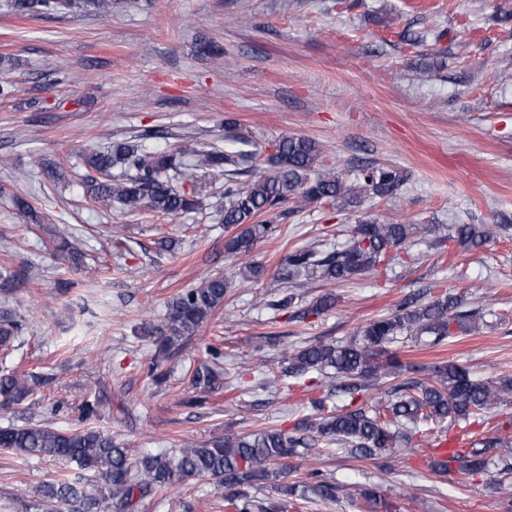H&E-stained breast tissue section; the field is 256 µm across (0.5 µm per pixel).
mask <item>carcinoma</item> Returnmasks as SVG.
<instances>
[{
	"label": "carcinoma",
	"mask_w": 512,
	"mask_h": 512,
	"mask_svg": "<svg viewBox=\"0 0 512 512\" xmlns=\"http://www.w3.org/2000/svg\"><path fill=\"white\" fill-rule=\"evenodd\" d=\"M102 0H11L17 14H54L96 6ZM269 158L272 168L240 181L236 155L226 151H200L194 159L184 150L151 155L125 140H116L104 151L84 154L86 174L81 178L85 198L91 203L116 201L128 210L150 208L176 216L200 209V198L181 189L184 182H200L206 174L224 169V212L222 221L234 234L224 251L233 256L252 253L277 231L274 220L280 207L290 199L313 204L323 200L338 205L356 204L364 196L385 197L405 181L403 173L388 165H366L355 185L344 183L332 166L320 162L321 145L303 137H284L274 144ZM127 170L125 178L112 180L116 165ZM434 224H383L365 219L355 225L351 237L339 250L320 253L299 249L284 259L290 269L311 270L321 280L334 284L352 280L375 270L392 259L389 251L406 243L415 233L432 234ZM494 230L488 224H457L449 238L472 248L487 242ZM230 280L222 275L204 277L167 303V316L160 326L145 327L154 337L157 355L148 366L156 384L166 380L163 362L175 355L210 317L224 308ZM460 296L448 293L426 303L414 296L402 300L395 310L366 323L358 337L342 343H315L289 353L285 372L299 377L310 371L333 373L336 392L351 398L373 385L382 374L401 367L388 347L404 337L422 335L437 346L455 329H467L472 315L459 310ZM21 325L8 313L0 314V350L9 354ZM432 381L407 380L392 388L395 398L388 405L358 408L334 415L308 418L293 428H265L244 434L194 442L176 455H138L135 449L112 440L92 427L57 429L44 423L0 428V450L22 456L50 457L76 463L95 474L96 484L87 486L80 475L62 474L34 490L31 512H140L144 502L159 487L184 485L208 478L224 489L227 512H288V501L268 498L259 501L252 491L275 487L283 477V462L302 457L318 442L344 447L358 458H374L397 441L412 446L414 430L422 421L451 418L467 421L482 415L512 395V376L498 381L471 377L466 368L454 363L432 366ZM39 383L33 373L0 370V406L21 404ZM511 437L495 436L463 448L451 460L439 463L445 471L468 474L490 470L489 448L508 447ZM311 485L289 486L283 494L303 498L307 491L322 501L336 499L340 487L313 472Z\"/></svg>",
	"instance_id": "carcinoma-1"
}]
</instances>
